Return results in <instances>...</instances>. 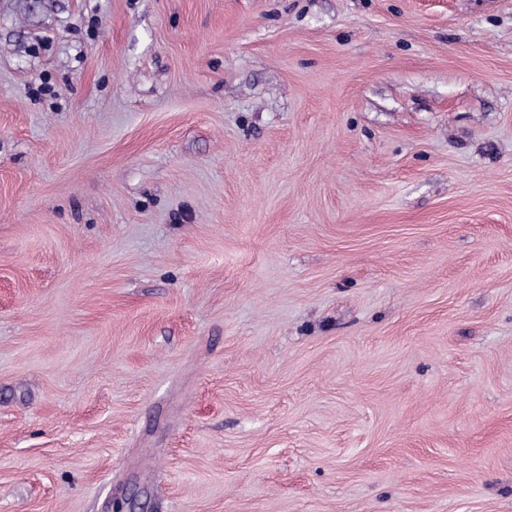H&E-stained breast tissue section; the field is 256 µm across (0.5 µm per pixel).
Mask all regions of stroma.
Masks as SVG:
<instances>
[{"mask_svg": "<svg viewBox=\"0 0 512 512\" xmlns=\"http://www.w3.org/2000/svg\"><path fill=\"white\" fill-rule=\"evenodd\" d=\"M512 512V0H0V512Z\"/></svg>", "mask_w": 512, "mask_h": 512, "instance_id": "obj_1", "label": "stroma"}]
</instances>
